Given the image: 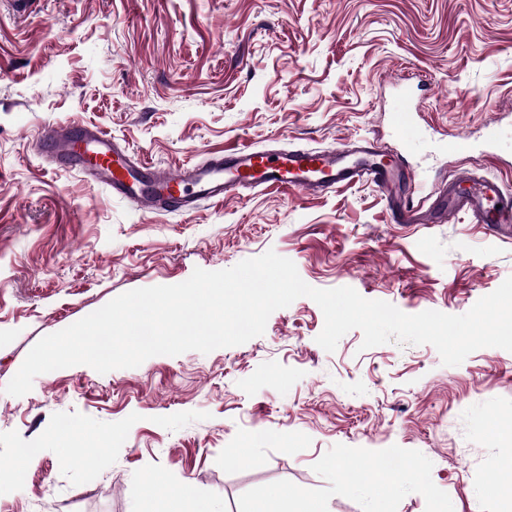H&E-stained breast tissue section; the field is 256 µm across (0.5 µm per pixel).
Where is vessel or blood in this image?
Returning a JSON list of instances; mask_svg holds the SVG:
<instances>
[{
    "label": "vessel or blood",
    "instance_id": "b4317fda",
    "mask_svg": "<svg viewBox=\"0 0 512 512\" xmlns=\"http://www.w3.org/2000/svg\"><path fill=\"white\" fill-rule=\"evenodd\" d=\"M35 151L45 162L79 171L137 210L155 215L189 214L202 203H220L256 188L316 196L360 182L378 189L399 182L403 194L385 197L393 223L437 224L462 213L487 231L512 238V192L498 178L463 171L430 189L416 168L385 164L386 151L376 141L342 142L331 150H261L241 143L170 173L85 123L45 127Z\"/></svg>",
    "mask_w": 512,
    "mask_h": 512
}]
</instances>
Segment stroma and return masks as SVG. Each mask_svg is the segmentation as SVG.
<instances>
[{"label": "stroma", "instance_id": "1", "mask_svg": "<svg viewBox=\"0 0 512 512\" xmlns=\"http://www.w3.org/2000/svg\"><path fill=\"white\" fill-rule=\"evenodd\" d=\"M401 84L428 185L473 170L512 189V0H33L22 14L0 0V512H140L151 478L156 512L186 482L217 512H252L277 488L325 512H512V352L446 366L429 344L362 348L355 329L330 353L307 297L241 345L3 391L42 337L118 295L269 250L312 287L410 315H461L495 291L512 239L463 214L391 223L364 183L159 216L32 148L45 126L86 122L167 169L236 143L396 153ZM464 135L472 153L446 149ZM22 448L38 451L25 467ZM385 456L425 481L387 490L341 472Z\"/></svg>", "mask_w": 512, "mask_h": 512}]
</instances>
